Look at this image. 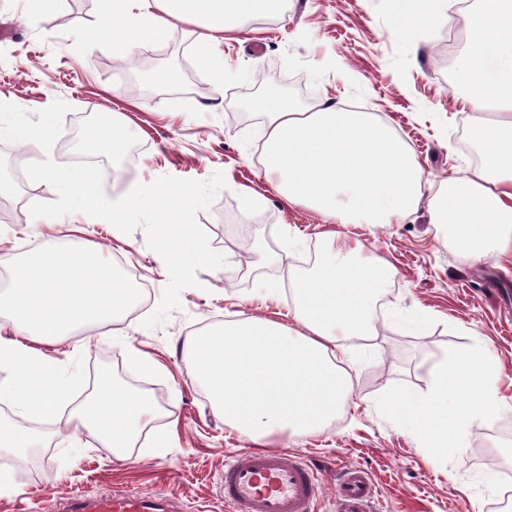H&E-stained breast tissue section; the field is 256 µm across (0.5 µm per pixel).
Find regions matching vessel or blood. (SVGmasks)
Segmentation results:
<instances>
[{"label":"vessel or blood","instance_id":"b4317fda","mask_svg":"<svg viewBox=\"0 0 512 512\" xmlns=\"http://www.w3.org/2000/svg\"><path fill=\"white\" fill-rule=\"evenodd\" d=\"M338 512H372L375 491L367 472L337 473ZM318 481L313 467L288 449L245 452L224 464V502L230 512H315ZM66 512H168L162 502L140 495L105 498L73 495Z\"/></svg>","mask_w":512,"mask_h":512}]
</instances>
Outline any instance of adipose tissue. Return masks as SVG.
<instances>
[{
	"label": "adipose tissue",
	"instance_id": "ef3b65f1",
	"mask_svg": "<svg viewBox=\"0 0 512 512\" xmlns=\"http://www.w3.org/2000/svg\"><path fill=\"white\" fill-rule=\"evenodd\" d=\"M458 0H395V23L426 29L447 20ZM284 0H102L97 34L112 51L131 54L163 40L174 22L201 25L203 68L223 70L216 53L226 34L247 20L279 15ZM469 37L459 82L464 101L493 118H479L471 139L485 162L467 176L440 184L428 204L431 223L446 225L457 247L495 262L512 260V0H475L465 12ZM265 118L262 165L272 189L289 204L328 224H398L415 213L426 184L408 143L374 112L322 103L305 112L284 96L255 100ZM11 285L0 294V368L12 377L0 395L26 414L49 418L69 395L34 348L68 330L114 320L139 301L100 244L61 252L46 245L9 260ZM387 260L357 244L348 252L326 241L316 265L291 278L293 322L242 315L222 329L186 342L195 376L226 426L267 443L280 434L323 428L352 397L347 342L376 331L375 302L395 276ZM499 366L481 340L442 359L427 391L390 396L393 414L414 424L428 447L456 453L467 430L507 407L497 387ZM154 400L104 382L71 416L105 448H130L156 417Z\"/></svg>",
	"mask_w": 512,
	"mask_h": 512
}]
</instances>
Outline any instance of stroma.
I'll use <instances>...</instances> for the list:
<instances>
[{
	"label": "stroma",
	"mask_w": 512,
	"mask_h": 512,
	"mask_svg": "<svg viewBox=\"0 0 512 512\" xmlns=\"http://www.w3.org/2000/svg\"><path fill=\"white\" fill-rule=\"evenodd\" d=\"M98 11L99 0H64L38 17L24 14L23 0L0 6V102L31 113L48 99L71 107L51 152L0 142V179L11 186L0 196V255L22 259L49 242L67 249L89 239L103 246L112 263L135 270L148 289L122 317L42 345L62 377L73 380L56 417L32 419L9 396L0 397L1 420L43 436L37 455L0 452V471L14 486L0 495V512H58L60 502L82 490L159 495L173 512H229L221 485L224 462L253 443L215 415L187 364L186 341L240 312L288 322L294 306L288 277L331 233L340 245L365 241L397 274L377 305L376 335L350 341L357 361L351 401L336 421L280 439L278 447L316 466L322 487L317 512H336V472L343 467L370 474L376 512H496L504 488H512V268L504 271L492 259L455 249L423 207L403 223L376 230L324 224L312 211L289 205L263 173L262 116L239 106L264 79L287 84L304 108L328 99L378 113L437 185L483 159L469 135L476 114L464 107L455 85L465 38L457 39L443 63L437 56L442 27L406 36L394 22L392 0H287L281 16L250 21L243 39H225L219 83L198 62L195 25L174 23L164 42L137 50L140 63L134 66L94 41ZM169 72L176 81H160ZM186 81L204 85V111H183ZM87 112L121 113L134 133L137 156L111 159L103 168L109 199L165 175L205 181L219 171L226 180L197 221L227 263L198 271L196 285L182 291L179 309L151 330L141 322L160 301L169 275L143 229L116 234L107 224L84 227L70 214L31 217V204L54 201L57 194L14 167L19 157L30 163L48 156L60 165L88 160L90 151L70 142L75 117ZM248 190L266 194L267 205L246 208ZM264 282L275 284L278 294L261 290ZM476 337L499 364L497 384L511 408L474 425L459 454L424 447L411 423L390 414L387 399L398 390H426L435 365ZM135 349L157 370H137L130 359ZM121 371L143 385L159 409L140 446L125 449L119 462L90 437L72 438L67 419L103 379ZM163 434L169 447H154Z\"/></svg>",
	"instance_id": "35a3bbf8"
}]
</instances>
